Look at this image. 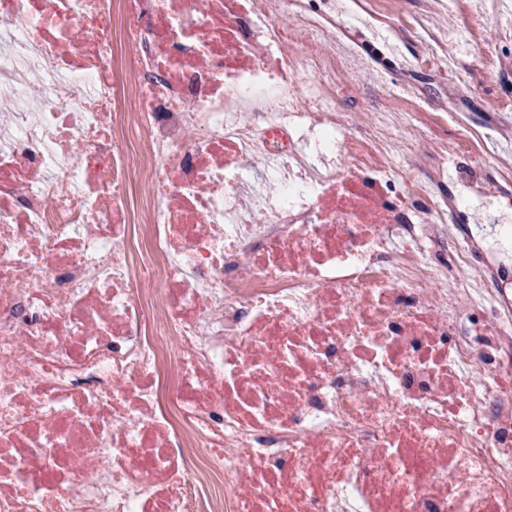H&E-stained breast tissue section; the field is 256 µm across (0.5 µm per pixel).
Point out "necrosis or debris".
Instances as JSON below:
<instances>
[{
    "label": "necrosis or debris",
    "mask_w": 512,
    "mask_h": 512,
    "mask_svg": "<svg viewBox=\"0 0 512 512\" xmlns=\"http://www.w3.org/2000/svg\"><path fill=\"white\" fill-rule=\"evenodd\" d=\"M377 35L0 0V512H512V165L472 84L447 137L387 110L336 52Z\"/></svg>",
    "instance_id": "4bbe7bcc"
}]
</instances>
